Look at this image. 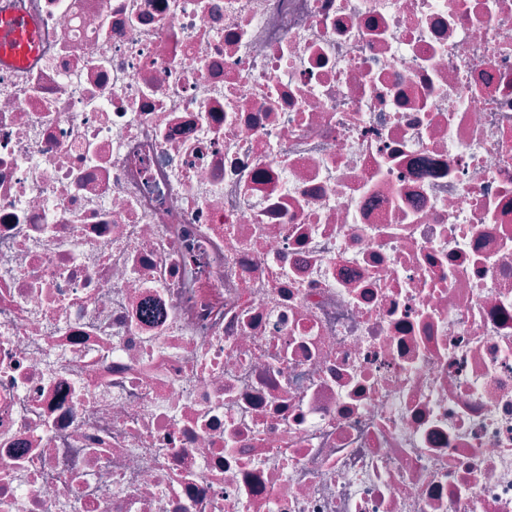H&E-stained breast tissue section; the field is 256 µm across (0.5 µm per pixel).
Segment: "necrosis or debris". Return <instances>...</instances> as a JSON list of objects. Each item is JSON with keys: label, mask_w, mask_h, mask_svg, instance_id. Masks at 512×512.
<instances>
[{"label": "necrosis or debris", "mask_w": 512, "mask_h": 512, "mask_svg": "<svg viewBox=\"0 0 512 512\" xmlns=\"http://www.w3.org/2000/svg\"><path fill=\"white\" fill-rule=\"evenodd\" d=\"M0 512H512V0H0ZM34 24L22 17L0 19V65H20L33 50Z\"/></svg>", "instance_id": "1"}]
</instances>
